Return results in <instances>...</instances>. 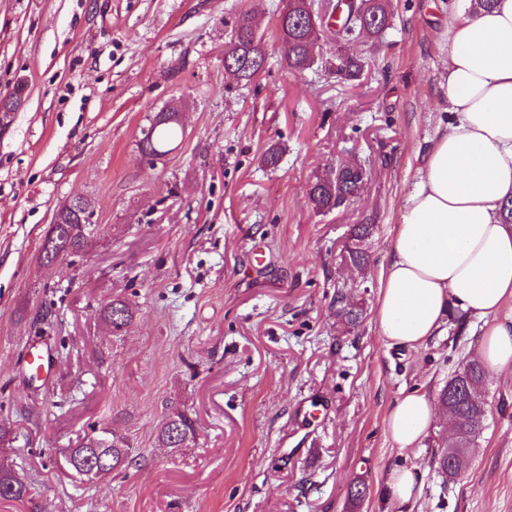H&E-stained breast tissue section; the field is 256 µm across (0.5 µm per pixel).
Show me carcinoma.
<instances>
[{
  "mask_svg": "<svg viewBox=\"0 0 512 512\" xmlns=\"http://www.w3.org/2000/svg\"><path fill=\"white\" fill-rule=\"evenodd\" d=\"M316 11L313 0H284L277 23L279 40L284 47V60L288 69L302 71L310 69L317 61L315 45L321 33L311 32L312 12ZM324 15L326 29L331 39L336 41L338 52L336 75L347 79L356 78L361 73L364 61L357 55L343 53V48L358 41L364 35L380 36L390 28L392 13L388 0H326L318 10ZM226 55L238 63L237 79L250 83L255 77L253 65H265L263 36L259 34L253 18L246 11L238 12L230 23V41ZM179 122L172 119L171 111L157 113L143 131L140 151L147 157H158L169 152L168 146L178 135ZM363 168L358 165L342 164V170L334 176H317L308 185L307 195L313 210L326 214L339 208L346 197L354 193L360 182ZM59 230L56 234L58 246L53 252L66 255H78L85 252L97 237L96 225L85 223V209L79 205L54 212L53 224L49 231ZM373 232L371 224H355L349 238L356 241V247L343 250L344 260L358 269L370 264V254L362 243ZM97 313L101 321L118 333L133 318V311L126 301L116 297L98 306ZM363 310L336 297V316L348 327H356L362 320ZM462 388V394L451 398L448 387L441 390V398L447 405V411L453 422L454 433H463L457 444H448L435 456L438 470L451 478L445 461L454 459L456 464L469 467L476 452L478 426L482 420L477 418L480 411L478 400L482 399L485 384V369L476 358L462 364L448 380ZM197 435V420L184 410H171L156 430L157 442L165 448L177 450L194 440ZM104 462V475L119 474L126 471L134 462L132 445L128 439L108 428L92 430L79 438L76 443L60 452L55 464H63L65 470L78 475L80 467L89 461ZM29 487L11 470L0 467V499L24 501Z\"/></svg>",
  "mask_w": 512,
  "mask_h": 512,
  "instance_id": "carcinoma-1",
  "label": "carcinoma"
}]
</instances>
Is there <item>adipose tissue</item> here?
<instances>
[{"instance_id": "1", "label": "adipose tissue", "mask_w": 512, "mask_h": 512, "mask_svg": "<svg viewBox=\"0 0 512 512\" xmlns=\"http://www.w3.org/2000/svg\"><path fill=\"white\" fill-rule=\"evenodd\" d=\"M452 50L440 83L448 129L436 137L394 226L380 277L378 331L389 344L418 348L450 312L486 327V371L512 368V0L474 9L458 0L447 22ZM438 418L426 394H403L385 419L398 450L418 447Z\"/></svg>"}]
</instances>
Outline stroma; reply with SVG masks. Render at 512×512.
<instances>
[{"mask_svg":"<svg viewBox=\"0 0 512 512\" xmlns=\"http://www.w3.org/2000/svg\"><path fill=\"white\" fill-rule=\"evenodd\" d=\"M281 0H0V98L25 101L0 133V461L30 488L0 512H512V376L487 377L478 452L445 481L420 447L395 449L383 420L403 393L437 397L478 353L484 325L447 321L414 350L377 334L380 272L399 210L446 114L439 83L456 0H391L392 26L351 53L354 80L321 65L288 70ZM251 12L266 70L224 71L229 23ZM179 106L183 133L157 159L142 130ZM279 146L277 168L261 157ZM343 161L369 179L354 202L313 210L308 184ZM87 199L102 231L85 253L44 268L54 210ZM371 224L367 270L341 264L351 225ZM266 262L256 266L252 249ZM364 311L344 327L337 292ZM134 318L112 335L113 297ZM52 316L39 324V310ZM50 343L48 383L19 365ZM191 412L188 448L160 447L167 406ZM128 437L126 472L80 483L54 466L91 428ZM415 468L402 503L387 472ZM363 483L359 506L349 491ZM97 313L101 321L112 328V333L118 334L133 318V311L126 301L116 297L98 306Z\"/></svg>","mask_w":512,"mask_h":512,"instance_id":"obj_1","label":"stroma"}]
</instances>
